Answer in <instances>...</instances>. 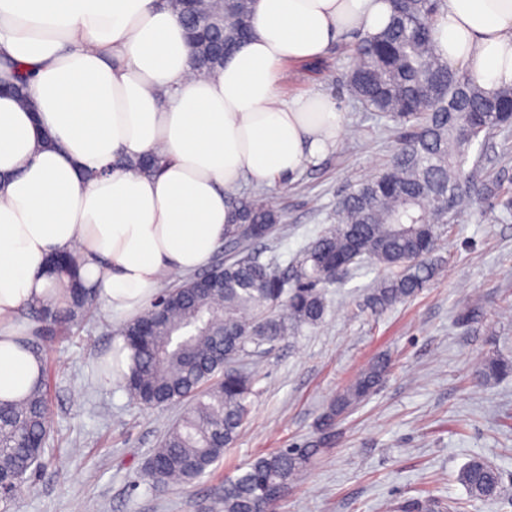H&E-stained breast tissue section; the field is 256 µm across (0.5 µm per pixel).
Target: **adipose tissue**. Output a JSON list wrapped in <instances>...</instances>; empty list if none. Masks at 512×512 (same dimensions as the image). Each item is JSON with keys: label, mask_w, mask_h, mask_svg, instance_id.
Listing matches in <instances>:
<instances>
[{"label": "adipose tissue", "mask_w": 512, "mask_h": 512, "mask_svg": "<svg viewBox=\"0 0 512 512\" xmlns=\"http://www.w3.org/2000/svg\"><path fill=\"white\" fill-rule=\"evenodd\" d=\"M390 16L389 0H255L252 37L199 75L165 0H0V55L33 74L29 106L0 93V399L41 377L19 312L49 302L51 254L77 255L111 318L138 316L223 241L243 180L294 176L340 139L336 99H280L284 64ZM433 40L484 90L512 86V0H445ZM153 151L159 173L112 167Z\"/></svg>", "instance_id": "obj_1"}]
</instances>
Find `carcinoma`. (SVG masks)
I'll list each match as a JSON object with an SVG mask.
<instances>
[{
  "instance_id": "carcinoma-1",
  "label": "carcinoma",
  "mask_w": 512,
  "mask_h": 512,
  "mask_svg": "<svg viewBox=\"0 0 512 512\" xmlns=\"http://www.w3.org/2000/svg\"><path fill=\"white\" fill-rule=\"evenodd\" d=\"M391 24L351 47L347 86L363 112L393 123L397 146L375 177L349 189L336 210V222L312 241L297 262L293 278L275 261L247 255L209 269L211 289L200 291L190 277L163 290L144 313L121 329L135 352V370L125 383L141 405L156 408L186 403L183 415L154 449L145 468L156 486L190 484L207 474L232 444L248 414L256 372L246 359L288 332L314 326L326 312L325 288L342 270L364 260L390 271L369 297L374 311L404 302L425 288L438 272L435 252L446 224L457 221L476 196L507 195L501 182H481L465 170L477 142L508 127L512 86L488 93L436 51L431 29L444 0H390ZM190 27L191 59L199 72L224 65V49L242 44L251 32L253 0H167ZM15 67L12 92L25 102L23 88L32 73ZM165 159L149 153L117 161L113 168L157 172ZM235 219L226 225V242L253 226L261 242L272 234L280 215L259 191L230 196ZM66 285L65 305L36 307L39 322L32 350L37 355L55 335L82 318L96 294L82 288L76 260L57 274ZM381 360L350 383L317 424L321 439L330 436L336 416L364 402L389 371ZM512 371L504 359L490 358L485 379ZM50 376L26 396L0 400V476L4 483L25 482L41 465L50 427L47 413ZM320 452L282 448L259 455L235 476L224 479L219 512H277L288 486ZM459 480L475 498L500 489L498 470L476 459Z\"/></svg>"
}]
</instances>
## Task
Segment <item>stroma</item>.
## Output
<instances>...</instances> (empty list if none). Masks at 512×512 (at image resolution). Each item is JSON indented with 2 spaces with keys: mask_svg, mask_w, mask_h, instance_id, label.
Wrapping results in <instances>:
<instances>
[{
  "mask_svg": "<svg viewBox=\"0 0 512 512\" xmlns=\"http://www.w3.org/2000/svg\"><path fill=\"white\" fill-rule=\"evenodd\" d=\"M352 38L332 45L317 69L284 74L282 98L310 91L337 97L347 135L291 179L255 186L282 216L269 240L248 245L260 261L292 265L333 223L352 186L383 169L397 142L391 124L360 111L346 86ZM480 176L512 188V127L493 134ZM437 276L417 296L373 312L368 298L385 272L363 263L326 290L327 311L263 346L250 415L221 462L200 480L155 487L144 464L184 407L147 408L98 366L120 324L96 306L43 354L51 371V437L41 466L0 512H205L224 484L261 454L303 447L344 388L377 360L391 369L372 396L336 421L334 438L301 471L278 512H512V376L483 380L485 359L512 361V211L478 199L438 242ZM478 302L467 323L462 309ZM479 458L495 466L497 496L473 498L459 481Z\"/></svg>",
  "mask_w": 512,
  "mask_h": 512,
  "instance_id": "1",
  "label": "stroma"
}]
</instances>
